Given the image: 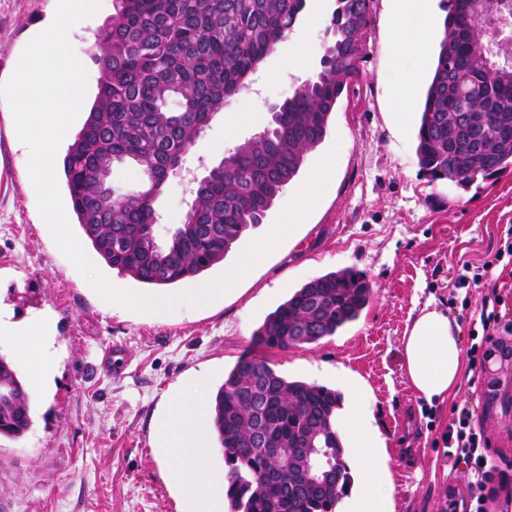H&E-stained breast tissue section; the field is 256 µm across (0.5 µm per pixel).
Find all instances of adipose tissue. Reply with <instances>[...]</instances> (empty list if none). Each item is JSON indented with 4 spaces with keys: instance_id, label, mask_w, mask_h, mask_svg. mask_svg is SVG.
Segmentation results:
<instances>
[{
    "instance_id": "ef3b65f1",
    "label": "adipose tissue",
    "mask_w": 512,
    "mask_h": 512,
    "mask_svg": "<svg viewBox=\"0 0 512 512\" xmlns=\"http://www.w3.org/2000/svg\"><path fill=\"white\" fill-rule=\"evenodd\" d=\"M414 11L423 16L421 33L415 39L417 66L422 69L432 57L433 0H395L389 34L397 48L411 40L405 17ZM55 333L54 315L17 320L8 306L0 304V341L10 343L28 376L41 383L54 374ZM402 349L406 376L421 397L442 400L458 391L465 369L459 326L435 301H427L409 319ZM372 405L370 390L355 383L349 388L346 404L336 412V428L351 448L356 467L346 512L395 510L385 439L375 424ZM209 411V400L191 403L179 391L169 397L159 425L165 473L181 493L183 512H224V498L217 492L224 484V472L210 463Z\"/></svg>"
}]
</instances>
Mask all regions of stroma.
Segmentation results:
<instances>
[{"label":"stroma","instance_id":"stroma-1","mask_svg":"<svg viewBox=\"0 0 512 512\" xmlns=\"http://www.w3.org/2000/svg\"><path fill=\"white\" fill-rule=\"evenodd\" d=\"M311 30L299 31L306 53L303 76L313 77L330 36L336 0H322ZM392 0H373L367 54L354 94L342 100L323 143L268 212L225 256L231 267L243 249L265 236L318 160L337 149L336 171L313 212L229 293L169 318L126 308L107 311L86 279L55 246L38 221L11 147L10 108L0 101V302L15 318L44 311L57 317L56 371L50 385L32 387L34 422L22 437H0V512H179L175 493L156 459L155 423L167 399L186 388L190 398L215 395L237 359L253 349L266 317L303 284L332 271L362 272L372 297L360 317L311 345L268 351L271 367L290 379L336 390L364 383L386 439L395 512H448L449 496L469 492L464 468L448 464L441 436L454 404L470 402L487 438L485 512H512V387L492 392L485 380L461 383L449 399L428 403L404 372L402 336L418 304L435 299L467 339L478 318L483 289L456 295L464 262L485 263L512 226V171L468 186L431 181L415 155L420 116L399 129L388 107L399 90L423 95L430 70L386 38ZM53 0H0V79L10 71L27 33L45 22ZM280 43L257 67L260 102L238 97L227 109L240 113L234 133L212 118L186 154L184 165L204 176L226 151L261 133L272 106L286 96L273 79ZM193 201L181 176L166 182L155 208L154 235L165 243ZM124 347L129 365L107 372L99 362L112 344Z\"/></svg>","mask_w":512,"mask_h":512}]
</instances>
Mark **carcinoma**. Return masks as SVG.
Wrapping results in <instances>:
<instances>
[{
  "mask_svg": "<svg viewBox=\"0 0 512 512\" xmlns=\"http://www.w3.org/2000/svg\"><path fill=\"white\" fill-rule=\"evenodd\" d=\"M495 0H448L437 61L417 130L418 165L432 180L461 186L512 169V52L472 36ZM372 0H336L332 43L321 70L272 107L270 125L224 155L195 192L185 221L160 245L155 203L177 163L211 118L248 88L250 74L297 22L305 0H116L94 33L97 93L63 160L72 211L85 239L111 268L162 288L224 261L256 227L327 136L331 115L359 78ZM178 100L173 110L170 103ZM145 175L128 199L103 186L114 165ZM372 296L355 270L313 278L255 332L262 349L314 344L355 321ZM341 394L289 380L243 355L218 389L211 423L227 466L230 512H336L352 475L336 431ZM35 399L14 358L0 353V437L33 425ZM325 448L334 485L321 487L286 466L295 448ZM282 449L276 462L268 452ZM280 465L278 482H259Z\"/></svg>",
  "mask_w": 512,
  "mask_h": 512,
  "instance_id": "obj_1",
  "label": "carcinoma"
}]
</instances>
